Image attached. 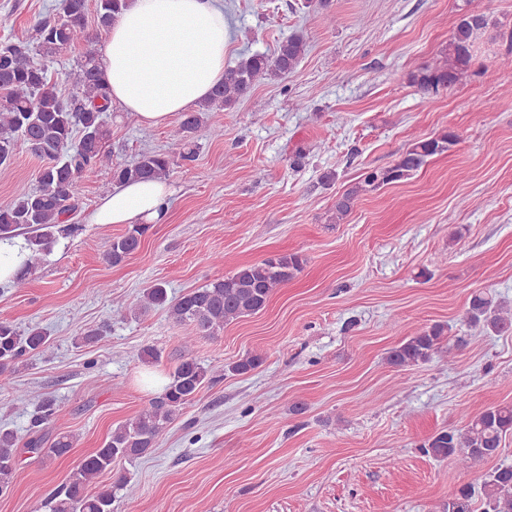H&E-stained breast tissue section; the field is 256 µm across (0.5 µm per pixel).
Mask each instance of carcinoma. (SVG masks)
I'll list each match as a JSON object with an SVG mask.
<instances>
[{
  "instance_id": "carcinoma-1",
  "label": "carcinoma",
  "mask_w": 512,
  "mask_h": 512,
  "mask_svg": "<svg viewBox=\"0 0 512 512\" xmlns=\"http://www.w3.org/2000/svg\"><path fill=\"white\" fill-rule=\"evenodd\" d=\"M128 0H95L97 24L109 28L119 18ZM89 0H59L58 17L46 18L35 26L36 45L27 42L0 43V167L10 164L18 144L44 161L38 172L39 187H17L13 201L0 207V240L26 235L30 257L27 270L16 278L22 288L35 266L51 253L57 242L59 225L75 211V187L88 171L103 172L119 184L126 181L160 179L170 169V158L156 151L140 153L133 161L112 164L106 150L110 137L105 116L110 99L96 64L93 37L87 29ZM489 22L481 14L462 15L448 42L444 63L413 75L426 94H434L462 80L467 73L478 40ZM83 43L84 60L70 98H61L47 77L45 67L35 63L32 53L51 57L60 50ZM306 53L300 36L281 41L271 55L252 54L224 70L204 109L234 107L246 97L261 78H279L296 71ZM201 125L200 110L184 112L172 130L173 139L185 148L184 161H192L196 151L192 134ZM457 135L448 131L438 137L416 142L396 163L366 171L362 180L336 199L334 220L339 223L353 210L360 195L384 185L399 183L419 171L428 158L455 145ZM149 225L132 227L112 239L106 259L114 266L123 263L141 244ZM303 259L298 254L276 255L261 262L239 267L232 275L173 297L167 288L156 284L140 297L141 309L161 307L178 323L193 325L196 335L213 336L241 317L262 311L275 289L301 272ZM467 320L495 334L512 331V311L495 301L493 295L479 292L470 298ZM448 327L435 324L406 338L388 355L396 368L429 361L447 341ZM46 342L38 327L19 331L11 322L0 320V390L12 388V372L24 357L34 354ZM263 362L257 354L230 365L237 374H246ZM207 370L196 360L185 359L171 374L164 391L149 400L138 415L112 430L102 446L82 459L71 471L68 483L49 497L47 512H114L117 492L126 487L120 476L110 487L94 492L89 487L101 475L112 471L118 460H133L155 447L166 424L191 403L203 387ZM55 403L45 400L31 420V426L48 424ZM512 433V405L484 407L468 417L460 429L443 430L420 445L423 453L435 458L456 459L469 468L499 454L503 438ZM18 439L7 428H0V492L12 484L17 465ZM73 449L70 436L56 435L47 453L67 458ZM512 512V466L496 467L482 475L480 488L460 487L448 498L445 512Z\"/></svg>"
}]
</instances>
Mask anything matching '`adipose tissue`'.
Listing matches in <instances>:
<instances>
[{"instance_id":"obj_1","label":"adipose tissue","mask_w":512,"mask_h":512,"mask_svg":"<svg viewBox=\"0 0 512 512\" xmlns=\"http://www.w3.org/2000/svg\"><path fill=\"white\" fill-rule=\"evenodd\" d=\"M112 103L148 126L205 101L224 78V12L217 0H130L100 47ZM170 186L115 185L92 211L94 224H160Z\"/></svg>"}]
</instances>
